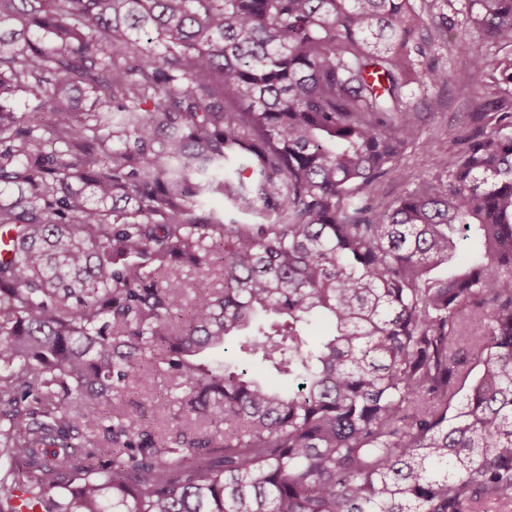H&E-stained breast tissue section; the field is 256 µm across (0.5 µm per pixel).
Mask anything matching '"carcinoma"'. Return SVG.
Wrapping results in <instances>:
<instances>
[{"label":"carcinoma","mask_w":512,"mask_h":512,"mask_svg":"<svg viewBox=\"0 0 512 512\" xmlns=\"http://www.w3.org/2000/svg\"><path fill=\"white\" fill-rule=\"evenodd\" d=\"M429 46L411 0H0V512L512 506V99L366 198Z\"/></svg>","instance_id":"1"}]
</instances>
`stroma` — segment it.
Instances as JSON below:
<instances>
[{
  "mask_svg": "<svg viewBox=\"0 0 512 512\" xmlns=\"http://www.w3.org/2000/svg\"><path fill=\"white\" fill-rule=\"evenodd\" d=\"M423 34L430 39L431 59L448 69L451 78L445 87L431 83L412 84L406 100L417 115V137L401 153L394 172L373 184L371 196L388 202L414 187L429 173L422 166L424 155L432 154L453 161L460 151L458 137L470 122L475 101L488 102L512 95V84L502 82L494 68L497 59L512 57V45L493 44L482 39L464 12L465 0H412ZM479 51L489 66L479 82L469 78L471 51ZM440 97L442 106L430 111L428 101Z\"/></svg>",
  "mask_w": 512,
  "mask_h": 512,
  "instance_id": "obj_1",
  "label": "stroma"
}]
</instances>
